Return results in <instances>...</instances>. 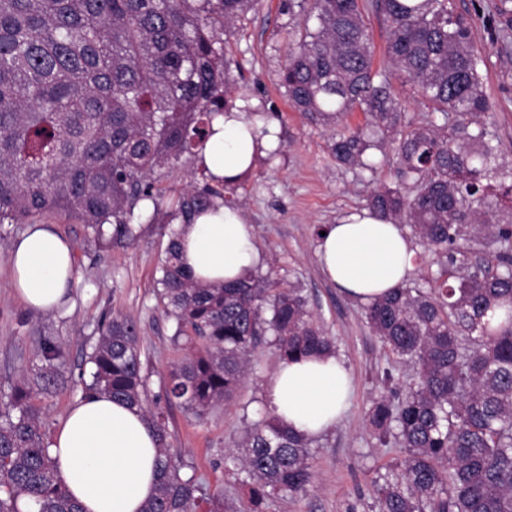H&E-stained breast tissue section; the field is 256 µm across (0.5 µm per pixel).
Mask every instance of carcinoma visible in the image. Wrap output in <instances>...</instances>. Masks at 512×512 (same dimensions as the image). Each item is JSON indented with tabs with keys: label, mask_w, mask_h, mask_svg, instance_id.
Returning a JSON list of instances; mask_svg holds the SVG:
<instances>
[{
	"label": "carcinoma",
	"mask_w": 512,
	"mask_h": 512,
	"mask_svg": "<svg viewBox=\"0 0 512 512\" xmlns=\"http://www.w3.org/2000/svg\"><path fill=\"white\" fill-rule=\"evenodd\" d=\"M254 0H0V224H38L56 213L84 224L104 249L129 246L141 201L166 203L190 222L224 200V187L180 190L147 177L197 153L231 93L224 32ZM383 17V65H374L368 9ZM288 53L282 85L290 105L324 124L359 109L367 129L331 137L336 163L372 172L371 151L394 182L371 194L372 214L408 224L445 261L428 289L404 285L364 310L372 333L415 368L405 395L372 401L379 437L393 433L403 457L376 485L380 512H512V311L496 331L488 312L512 304V220L499 218L491 180L499 141L484 89L487 59L474 19L454 0H283ZM489 43L512 39V0L487 14ZM397 74L428 110L405 121L392 92ZM412 182V193L404 191ZM487 254L470 265L464 242ZM161 298L180 354L166 385L202 419L230 400L251 356L271 337L279 361L334 351L296 289L249 270L217 286L196 282L180 262L175 234L160 260ZM33 381L11 387L0 411V512H82L49 456L34 389L56 383L64 347L43 343ZM83 396L107 394L145 412L161 442L156 496L142 512H223L181 475L166 417L147 407L136 325L102 322L86 355ZM311 440L270 416L250 427L239 459L248 512L273 492L305 493Z\"/></svg>",
	"instance_id": "obj_1"
}]
</instances>
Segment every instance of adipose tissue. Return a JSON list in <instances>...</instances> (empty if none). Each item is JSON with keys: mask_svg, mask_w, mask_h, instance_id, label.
<instances>
[{"mask_svg": "<svg viewBox=\"0 0 512 512\" xmlns=\"http://www.w3.org/2000/svg\"><path fill=\"white\" fill-rule=\"evenodd\" d=\"M211 131L198 163L215 184L235 183L279 142L277 124L254 118L241 101L216 115ZM178 243L182 264L203 284L234 282L259 260L252 226L237 206L219 205L179 225ZM316 255L327 280L365 304L404 284L416 261L402 225L365 209L329 225ZM7 268L15 297L39 313L63 307L77 279L71 245L50 224L29 225L12 245ZM350 390V375L333 353L281 362L265 386L273 415L309 438L335 425ZM48 448L84 512H141L157 492V434L142 410L111 396L72 405Z\"/></svg>", "mask_w": 512, "mask_h": 512, "instance_id": "obj_1", "label": "adipose tissue"}]
</instances>
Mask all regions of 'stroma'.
I'll return each mask as SVG.
<instances>
[{"instance_id":"35a3bbf8","label":"stroma","mask_w":512,"mask_h":512,"mask_svg":"<svg viewBox=\"0 0 512 512\" xmlns=\"http://www.w3.org/2000/svg\"><path fill=\"white\" fill-rule=\"evenodd\" d=\"M288 17L280 0H256L239 28L227 37L226 52L236 78L232 96L272 115L279 126L282 152L259 162L244 180L226 190L240 203L254 228L260 250L256 270L293 285L308 311L336 343V354L352 377V393L333 428L313 439L310 463L314 484L308 493L271 494L263 512H378L375 483L396 462L395 441L381 443L368 421L374 397L386 392L385 371L397 390H406L411 366L397 362L367 326L362 302L345 296L321 273L316 261L319 234L343 214L364 208L367 197L389 182V167L362 174L336 164L328 150L331 130L294 111L281 85L288 51ZM487 57L484 84L492 102L500 160L512 163V43L479 40ZM128 247L103 250L74 219L47 216V223L73 249L78 281L69 302L50 313L19 303L6 267L9 249L23 230L0 224V399L13 384L33 376L41 346L50 339L65 347L67 365L50 391H36L45 413V432H53L71 404L82 395L83 355L97 340L102 320L124 317L136 322L148 406L163 411L169 442L179 454L184 474L195 476L203 493L224 504V512H241L247 496L239 480L235 454L245 430L268 416L264 385L279 361L273 346L252 356L235 400L214 406L204 418L169 404L165 385L178 353L172 343L174 324L157 294L159 261L173 223L140 208Z\"/></svg>"}]
</instances>
